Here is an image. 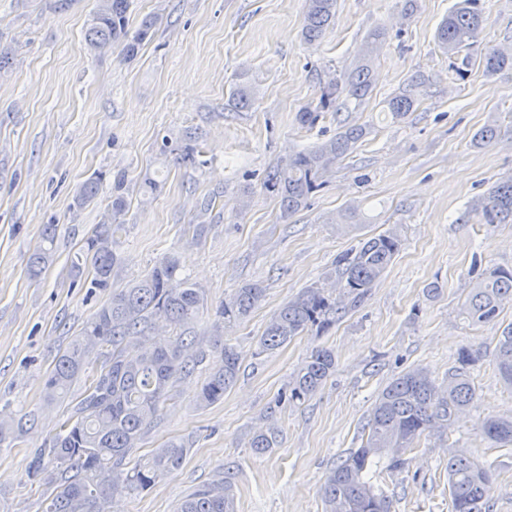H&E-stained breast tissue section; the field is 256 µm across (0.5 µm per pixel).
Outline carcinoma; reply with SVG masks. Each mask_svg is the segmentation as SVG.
<instances>
[{
	"instance_id": "obj_1",
	"label": "carcinoma",
	"mask_w": 512,
	"mask_h": 512,
	"mask_svg": "<svg viewBox=\"0 0 512 512\" xmlns=\"http://www.w3.org/2000/svg\"><path fill=\"white\" fill-rule=\"evenodd\" d=\"M304 33L314 41L322 36L336 17L337 0H306ZM130 0H99L97 10L85 31V39L95 51L114 44L123 45L132 56L151 37L154 22L145 20L135 30L129 27ZM486 17L481 0H459L439 24L436 40L450 57L470 48L484 28ZM384 32L366 37L364 52L340 79L322 86L319 102L299 113L307 126L318 123L327 112L339 111L340 102L361 103L371 91L370 72ZM488 73L512 69V45L490 48L482 58ZM415 84L391 96L386 107L396 119L414 110ZM360 125L343 127L323 144L288 157L274 167L264 182L265 191L280 198L283 217L290 218L305 207L308 198L323 185L324 176L336 161L362 140ZM106 179L100 172L88 180L76 205L92 202ZM126 208L124 177L112 181V212ZM469 214L480 224H512V177L500 181L488 196L474 201ZM119 224H98L83 241L76 269L90 264L91 278L80 281L90 294L105 293L112 287V272L119 258L112 249ZM55 225L44 230V242L31 259L30 271L39 275L52 252ZM402 245L397 228L362 240L358 247L336 259L338 284L346 302L331 301L317 287H310L288 301L267 324L259 338L262 351H272L316 327L329 330L340 305L357 306L370 288L383 276ZM475 276L463 303V314L473 325L495 321L506 301H512V269L502 266L473 267ZM265 288L257 283L243 285L215 311L226 323L246 318L263 300ZM203 292L180 278L177 256L162 257L131 287L111 295L84 325L76 338L58 355L46 380V397L54 400L67 393L72 380L86 370L90 352L105 351V361L85 396L59 424L48 446L36 451L28 465L34 480H50L55 492L47 512H106V504L118 491L141 492L163 476L177 470L185 459L186 444L171 442L151 457L125 468V460L141 435L157 420L161 406L178 375L193 369L196 356L190 353L187 337L148 335L149 325L162 318L183 328L204 310ZM215 349L224 359L218 371L208 375L197 396V405L207 407L224 399L239 370L235 349L222 338ZM500 378L512 386V323L501 331L492 353ZM478 363V356L463 347L458 353L459 368L440 389L427 370L412 368L390 382L377 397L367 422L368 433L362 445L340 460L322 487L326 512H392V502L373 480L384 472L404 466L402 456L417 448L421 437L431 431L448 429V421L467 407L475 397L467 370ZM335 370V359L327 349L315 350L299 371L290 398L304 400L312 395ZM485 438L499 444H512V419L490 416L481 423ZM19 426L0 418V447H11L18 439ZM279 431L262 430L251 438L250 447L263 453L278 445ZM54 474H49L48 466ZM491 473L465 455L448 459V488L452 512H487ZM230 473L185 499L178 512H232Z\"/></svg>"
}]
</instances>
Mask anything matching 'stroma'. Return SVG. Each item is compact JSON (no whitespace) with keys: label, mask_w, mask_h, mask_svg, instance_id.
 Wrapping results in <instances>:
<instances>
[{"label":"stroma","mask_w":512,"mask_h":512,"mask_svg":"<svg viewBox=\"0 0 512 512\" xmlns=\"http://www.w3.org/2000/svg\"><path fill=\"white\" fill-rule=\"evenodd\" d=\"M456 0H338L324 36H302L306 0H131L129 23L155 18L134 57L122 46L102 52L84 34L98 0H0V415L32 411L36 425L12 448L0 447V512H46L52 485L33 482L28 461L85 394L103 358L64 398L47 401L45 383L60 349L106 302L74 288L70 258L108 215L111 186L77 207L95 172H125L128 208L114 250L120 292L168 254L203 291L207 306L187 335L206 359L172 384L158 420L131 459L170 440L190 449L182 467L144 492L115 494L108 512H177L203 485L235 474V512H325L321 487L351 449L360 447L378 394L405 371L422 367L437 383L467 347L482 359L470 374L473 402L447 431L423 436L404 467L381 482L393 512H451L448 459L464 454L489 468L490 512H512V447L486 439L481 422L512 417V387L492 362L512 303L497 321L473 326L460 307L473 260L512 267V224L466 218L469 205L512 176V70L486 74L484 53L512 44V0H484V30L468 52L464 79L435 34ZM388 36L373 64L372 91L315 126L298 114L315 106L320 88L340 78L375 28ZM418 103L402 121L383 112L385 99L410 81ZM252 104L234 109L232 90ZM367 133L337 161L307 206L283 218L262 187L270 169L335 137L345 125ZM496 139L476 145L482 127ZM193 135L196 162L175 148ZM159 187L140 189L144 177ZM55 225L53 255L38 278L29 258ZM203 225L194 235L192 225ZM399 227L403 245L364 301L338 315L329 331L311 328L288 344L260 351L258 340L283 304L317 286L338 295L334 261L360 239ZM247 283L265 297L244 321L226 324L215 311ZM235 348L238 377L222 401L201 408L197 393L221 357L216 338ZM329 349L336 370L310 398L289 401L311 352ZM277 448L249 446L269 425Z\"/></svg>","instance_id":"stroma-1"}]
</instances>
